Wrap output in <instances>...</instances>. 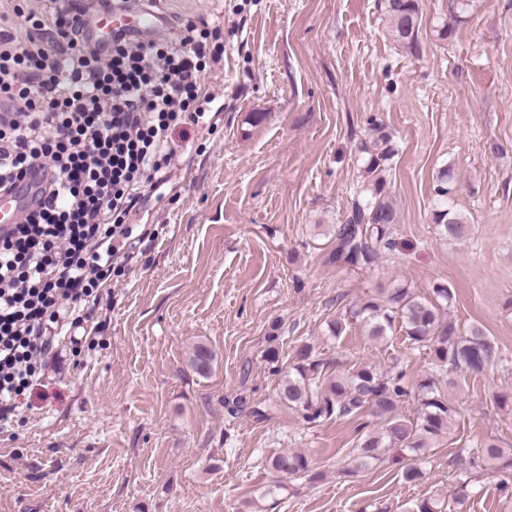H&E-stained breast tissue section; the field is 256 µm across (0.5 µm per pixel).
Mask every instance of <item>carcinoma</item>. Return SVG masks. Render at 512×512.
<instances>
[{
    "label": "carcinoma",
    "instance_id": "cac0c4a2",
    "mask_svg": "<svg viewBox=\"0 0 512 512\" xmlns=\"http://www.w3.org/2000/svg\"><path fill=\"white\" fill-rule=\"evenodd\" d=\"M388 37L396 44L416 51L422 22L420 0H383ZM369 145L363 152V182L352 203L350 214L336 232L340 251L348 263L372 266L382 253L393 249V235L398 213L387 188L384 171L395 155L394 145L383 127L373 123ZM455 172L445 165L437 173L433 188L435 208L433 222L447 239L466 236L470 227L454 210ZM452 288L436 284L428 297H420L409 284L397 283L381 288L378 295L367 298L350 309L351 320L367 328L368 336L385 342L395 330L414 350H426L431 357V372L408 388L404 374H390L374 365L329 370L314 346L302 342L293 348L287 366H278V337H268L267 361L278 376L277 402L298 412L308 423L356 418L367 415L372 421L362 424L351 467V475L372 469L386 460L401 461L403 455L412 462L402 467V478L417 483L423 476L420 463L429 458L440 438L448 434L455 421V410L448 402L449 375L457 372L480 373L504 360L499 346L474 326L461 333L448 316L453 305ZM214 353L205 344H196L189 356L191 368L200 376L210 374ZM411 397L414 411L403 414L405 397ZM505 458L504 449L485 443L470 468L488 467ZM268 467L278 481L267 486L262 496L274 497L288 489V483L308 477L313 470L312 457L301 451L285 450L268 459ZM471 478L462 477L447 504L438 497L414 502L406 512H464L469 499Z\"/></svg>",
    "mask_w": 512,
    "mask_h": 512
}]
</instances>
